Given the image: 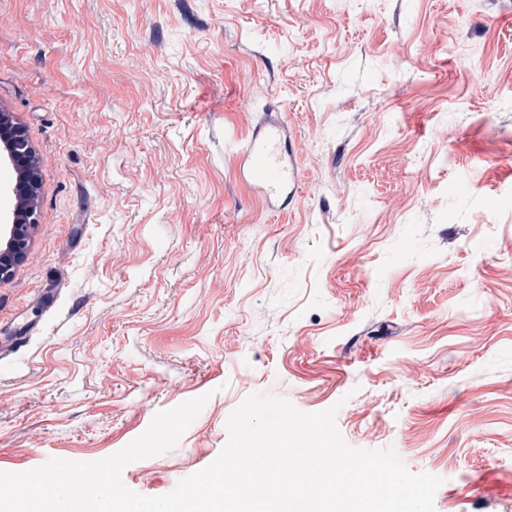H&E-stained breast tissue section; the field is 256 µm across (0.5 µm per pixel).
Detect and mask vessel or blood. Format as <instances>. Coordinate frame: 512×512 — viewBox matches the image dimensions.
Returning <instances> with one entry per match:
<instances>
[{
    "mask_svg": "<svg viewBox=\"0 0 512 512\" xmlns=\"http://www.w3.org/2000/svg\"><path fill=\"white\" fill-rule=\"evenodd\" d=\"M287 132L281 115H267L237 151L239 175L269 211L279 214L297 200L299 193L297 153L286 146Z\"/></svg>",
    "mask_w": 512,
    "mask_h": 512,
    "instance_id": "1",
    "label": "vessel or blood"
}]
</instances>
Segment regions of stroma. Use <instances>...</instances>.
<instances>
[{"label":"stroma","instance_id":"35a3bbf8","mask_svg":"<svg viewBox=\"0 0 512 512\" xmlns=\"http://www.w3.org/2000/svg\"><path fill=\"white\" fill-rule=\"evenodd\" d=\"M282 112L275 215L239 142ZM37 222L0 281V471L97 461L208 402L124 484L172 492L257 391L512 512V0H0Z\"/></svg>","mask_w":512,"mask_h":512}]
</instances>
